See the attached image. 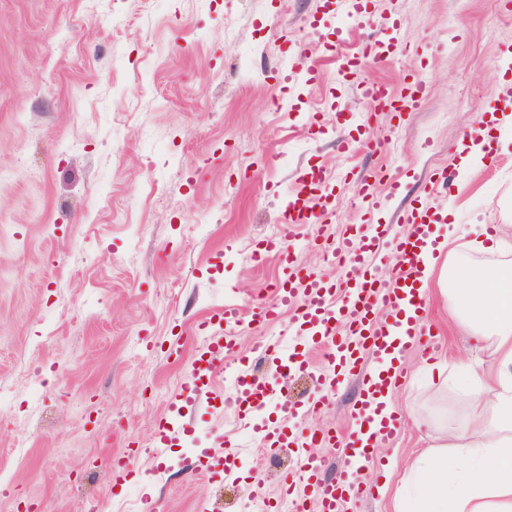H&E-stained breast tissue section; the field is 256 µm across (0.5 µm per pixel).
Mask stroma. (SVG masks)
<instances>
[{"mask_svg": "<svg viewBox=\"0 0 512 512\" xmlns=\"http://www.w3.org/2000/svg\"><path fill=\"white\" fill-rule=\"evenodd\" d=\"M367 3L370 32L323 24V0H161L146 29L143 0H0V382L10 394L0 512H79L88 497L100 512L122 503L236 512L259 481L277 502L296 459L270 467L257 434L220 403L225 376L191 396L188 424L167 446L154 438L191 382L201 322L225 300L247 308L269 298L280 281V252L253 254L278 237L282 197L307 162L343 190L331 220L292 239L303 266L344 281L314 240L352 224L371 232L352 199L380 171L401 185L380 215L391 231H403L401 212L444 170L459 251L475 267L512 262V236L496 251L479 246L483 230L512 225V126L488 132L491 164L467 168L458 151L512 86V17L499 0ZM391 17L418 56L370 62L346 80L342 54L384 36ZM285 41L320 63L316 86L286 80ZM413 66L426 91L405 121L358 98V82L395 87ZM430 297L424 315L445 380L421 371V353L403 363L391 396L403 425L378 446L373 489L355 512H395L402 464L425 447L427 422H458L462 367L490 358L449 318L439 290ZM359 388L345 380L292 428L347 434ZM132 448L140 457L113 484L107 465ZM219 450L238 454L231 479L199 463Z\"/></svg>", "mask_w": 512, "mask_h": 512, "instance_id": "stroma-1", "label": "stroma"}]
</instances>
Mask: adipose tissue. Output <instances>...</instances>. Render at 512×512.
<instances>
[{
    "label": "adipose tissue",
    "instance_id": "obj_1",
    "mask_svg": "<svg viewBox=\"0 0 512 512\" xmlns=\"http://www.w3.org/2000/svg\"><path fill=\"white\" fill-rule=\"evenodd\" d=\"M439 241L425 259L423 286L433 275L454 276L443 291L448 313L493 358L468 371L466 413L404 467L407 512H512V264L472 269Z\"/></svg>",
    "mask_w": 512,
    "mask_h": 512
}]
</instances>
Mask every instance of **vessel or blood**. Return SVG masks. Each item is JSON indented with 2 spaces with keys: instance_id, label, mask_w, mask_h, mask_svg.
Masks as SVG:
<instances>
[{
  "instance_id": "vessel-or-blood-1",
  "label": "vessel or blood",
  "mask_w": 512,
  "mask_h": 512,
  "mask_svg": "<svg viewBox=\"0 0 512 512\" xmlns=\"http://www.w3.org/2000/svg\"><path fill=\"white\" fill-rule=\"evenodd\" d=\"M332 10L337 19L351 20L355 26L368 27L372 24L361 0H334ZM411 51L407 34L396 24L388 40H370L361 52L345 55L343 69L356 74L368 59L407 55ZM285 52L289 58V81L304 87L315 84L320 75L318 66L298 64L300 50L297 47L286 46ZM424 91L423 81L412 71L404 75L399 90H392L382 82H370L362 88L363 96L370 100L374 111L402 115L417 109ZM399 189L398 182L389 181L387 195L381 196L374 192L371 182L362 181L356 192L357 207L366 219H374L386 208L389 197L398 194ZM336 199V187L322 166L308 164L301 169L283 199L285 226L293 232L304 225L331 219ZM402 221L407 229L394 240L399 267L388 280H380L371 266L372 237L350 230L323 248L324 255L341 260L349 267L350 273L344 285H337L322 272L289 266L284 271L283 280L273 290L271 301L258 303L247 310L233 302L225 303L216 315L219 326L211 330L200 355L196 377L228 372L236 387L225 397V404L246 417L260 410L273 393L271 383L237 366L225 368L224 356L233 351L234 339L244 324L270 322L277 318L280 309L287 308L292 312L289 330L308 329L312 343L324 350L325 362L317 367L307 355L295 352L286 358L285 366L289 371L309 375L317 390L316 403H327L342 380L359 368L365 352H372L381 360L389 355V326L379 321L378 312L386 310L400 314L402 299L407 295L414 298L415 308H423L425 304L418 290L421 265L433 244L431 228L447 223L448 210L425 201L407 209ZM340 322L346 325L342 334L336 330ZM364 380V389L353 409L357 427L346 441H338L336 434L325 430L297 431L290 428L289 420L301 412L300 407L292 403L282 407L283 423L262 427L261 442L266 451L291 448L296 453L298 478L283 488L295 512H348L350 504L367 491L362 482L353 481L352 475L366 470L374 458L373 450L362 447L366 436L364 424L376 422L373 433L376 441L390 443L395 439L400 425L398 416L393 414L381 418L377 415L386 390L396 385L395 378L370 370L365 372ZM338 446L344 449L343 465L336 477L328 481L322 476L321 459L316 450Z\"/></svg>"
}]
</instances>
